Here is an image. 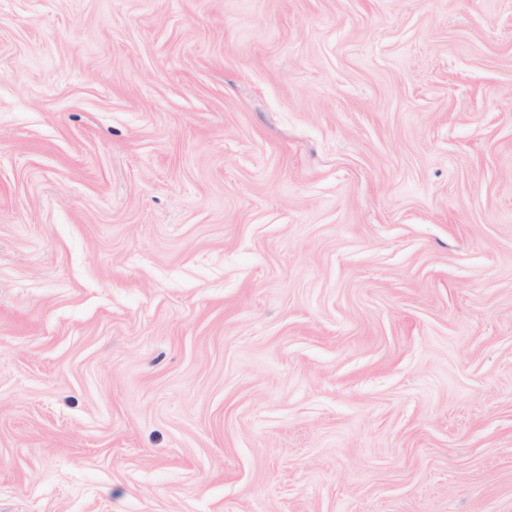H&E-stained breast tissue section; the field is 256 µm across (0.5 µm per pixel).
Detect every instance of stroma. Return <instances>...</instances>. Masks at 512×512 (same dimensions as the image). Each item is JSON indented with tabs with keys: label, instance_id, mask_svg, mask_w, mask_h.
<instances>
[{
	"label": "stroma",
	"instance_id": "stroma-1",
	"mask_svg": "<svg viewBox=\"0 0 512 512\" xmlns=\"http://www.w3.org/2000/svg\"><path fill=\"white\" fill-rule=\"evenodd\" d=\"M0 512H512V0H0Z\"/></svg>",
	"mask_w": 512,
	"mask_h": 512
}]
</instances>
